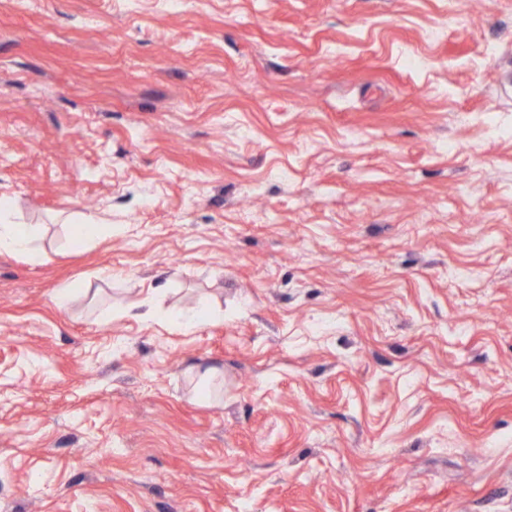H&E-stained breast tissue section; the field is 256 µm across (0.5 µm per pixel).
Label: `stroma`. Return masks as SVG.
Returning <instances> with one entry per match:
<instances>
[{
  "label": "stroma",
  "mask_w": 512,
  "mask_h": 512,
  "mask_svg": "<svg viewBox=\"0 0 512 512\" xmlns=\"http://www.w3.org/2000/svg\"><path fill=\"white\" fill-rule=\"evenodd\" d=\"M0 198V512H512V0H0ZM12 204L0 199V252L29 255L34 251L35 232L11 219ZM100 225L92 216H86L77 224L69 225V242L73 248L86 245L96 238L100 231Z\"/></svg>",
  "instance_id": "1"
}]
</instances>
